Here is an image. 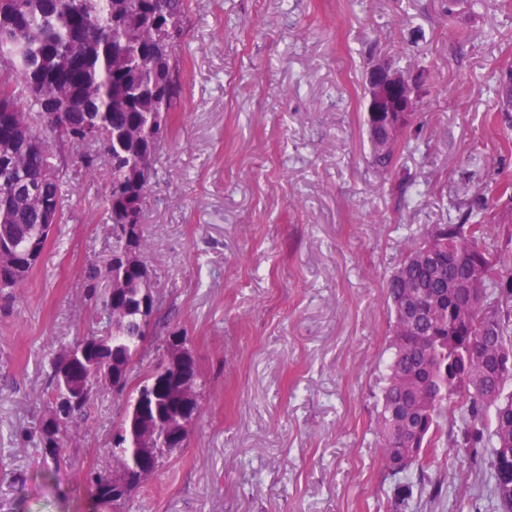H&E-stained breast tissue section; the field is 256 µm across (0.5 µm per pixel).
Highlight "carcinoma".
Segmentation results:
<instances>
[{"mask_svg":"<svg viewBox=\"0 0 512 512\" xmlns=\"http://www.w3.org/2000/svg\"><path fill=\"white\" fill-rule=\"evenodd\" d=\"M190 0H0V296L9 297L38 264L73 168L100 176L112 258L85 275L86 301L102 306L101 333L59 354L44 390L50 416L39 444L61 470V435L87 414L94 385L119 388L123 413L112 426V474L90 476L98 500L121 512L125 493L183 448L202 412L193 385L170 369L176 349L144 365L161 322L159 284L139 269L148 248L143 216L161 163L169 113L181 94L177 51L188 37ZM81 71L64 70L73 54ZM501 120L512 124V71L491 76ZM389 115L364 117L370 167L389 175L417 137L390 138ZM480 191L450 202L443 223L411 238L386 280L388 358L375 416L381 461L405 506L427 482L429 449L451 448L486 468L496 512H512V481L500 464L512 453V231L488 223ZM141 373L133 375L136 367Z\"/></svg>","mask_w":512,"mask_h":512,"instance_id":"1","label":"carcinoma"}]
</instances>
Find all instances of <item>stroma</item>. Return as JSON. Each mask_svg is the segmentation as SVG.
I'll return each instance as SVG.
<instances>
[{
    "mask_svg": "<svg viewBox=\"0 0 512 512\" xmlns=\"http://www.w3.org/2000/svg\"><path fill=\"white\" fill-rule=\"evenodd\" d=\"M182 94L144 212L145 260L165 332L183 336L203 412L184 448L124 512H390L374 431L386 359L385 280L463 185L512 226V128L493 121L492 73L512 68V0L451 18L440 0H191ZM395 56L426 73L392 176L369 169L362 83ZM497 158L487 173L482 158ZM421 195L406 206L401 183ZM106 188L72 173L43 258L0 298V512H112L84 482L111 472L121 405L94 397L61 450L59 479L27 440L49 414L52 357L100 326L84 273L112 250ZM439 500L408 512H495L466 458L429 459Z\"/></svg>",
    "mask_w": 512,
    "mask_h": 512,
    "instance_id": "stroma-1",
    "label": "stroma"
}]
</instances>
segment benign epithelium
<instances>
[{"label":"benign epithelium","instance_id":"1","mask_svg":"<svg viewBox=\"0 0 512 512\" xmlns=\"http://www.w3.org/2000/svg\"><path fill=\"white\" fill-rule=\"evenodd\" d=\"M422 74L402 70L382 59L367 71L364 89L369 112H416L420 105Z\"/></svg>","mask_w":512,"mask_h":512}]
</instances>
